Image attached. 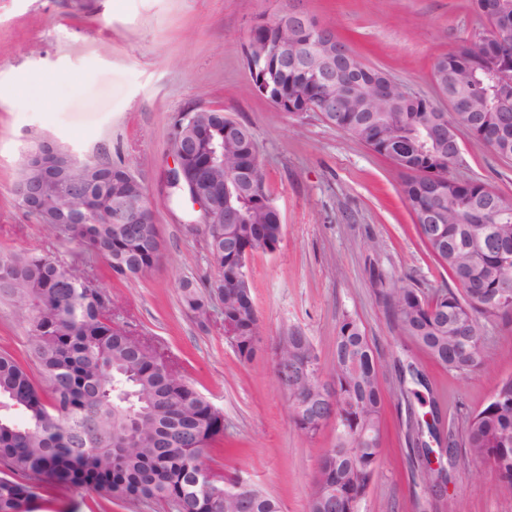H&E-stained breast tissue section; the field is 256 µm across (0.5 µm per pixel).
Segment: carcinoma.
Masks as SVG:
<instances>
[{
    "mask_svg": "<svg viewBox=\"0 0 512 512\" xmlns=\"http://www.w3.org/2000/svg\"><path fill=\"white\" fill-rule=\"evenodd\" d=\"M509 63L512 52L479 36L435 64L447 69L451 92L478 108L473 139L492 150L490 134L505 112L500 96H512V83L498 80ZM472 121L469 112H438L426 99L411 105L399 101L386 112H369L364 104L345 100L336 113V128L399 166L410 211L429 204L439 208L441 239L417 225L430 253L454 276L469 270L494 294L501 275L494 254L466 249L472 211L488 186L448 177V146L427 139L428 129L437 124L450 128ZM261 199H267L262 180L254 191L233 196L247 218ZM484 223L512 238V201L486 206ZM280 228L273 212L266 213L263 224H212L207 249L223 265L226 243L240 252L257 250L275 241ZM42 229L102 258L120 279L128 278L130 263L148 276L160 258L152 224L139 225L135 239L92 217L83 224H44ZM84 279L83 271L46 254L0 250V298L26 315L32 361L45 381L40 384L13 356L0 354V460L11 470L0 476V512H36L47 487L89 488L109 502L164 501L175 512H234L228 493L236 484L191 479L214 436L224 432V415L182 378L166 373L169 364L153 346L130 341L126 329L112 321V293L98 285L86 288ZM180 288L186 310L201 306L203 291L190 287L188 279ZM391 306L403 335L461 375L482 363L483 320L512 321V300L477 305L466 288H440L428 300L405 284L395 289ZM224 310L231 320L224 325L225 336L240 358L250 359L256 351L251 336L259 328L249 281L224 296ZM284 340L288 358L319 361L302 333L290 331ZM329 375L336 396V447L323 452L317 474L321 488L339 490L335 512H357L381 454L380 444L363 441V432L379 433L384 398L373 345L349 316L338 328ZM459 447L512 485V376L469 416ZM251 492L252 512H280L270 494L255 486Z\"/></svg>",
    "mask_w": 512,
    "mask_h": 512,
    "instance_id": "1",
    "label": "carcinoma"
}]
</instances>
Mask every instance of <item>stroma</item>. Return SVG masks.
<instances>
[{"instance_id": "1", "label": "stroma", "mask_w": 512, "mask_h": 512, "mask_svg": "<svg viewBox=\"0 0 512 512\" xmlns=\"http://www.w3.org/2000/svg\"><path fill=\"white\" fill-rule=\"evenodd\" d=\"M333 26L367 66L437 100L434 65L487 30L475 0H292ZM282 0H0V250L50 254L85 269L117 299L116 324L144 337L224 415V435L209 467L275 497L282 512H307L334 424L316 436L292 422L275 368L281 336H308L330 369L337 327L356 319L373 346L384 396L382 453L358 512H448L426 488L411 451L415 420L462 437L468 417L512 376V324L485 322L481 366L442 369L398 328L387 301L410 284L424 295L452 285L421 243L401 193L396 163L317 113L277 111L251 83L246 47L253 25ZM66 81H59V74ZM30 76L29 91L19 79ZM219 109L254 135L266 193L284 236L276 252L251 257L248 270L262 342L241 359L213 311L206 326L187 315L179 283L215 275L202 231H190L191 206L167 186L169 145L178 115ZM47 137L79 156L130 170L153 201L162 256L136 280L42 230L18 207L13 186L30 141ZM452 178H477L512 200V162L469 135L460 139ZM30 363L28 323L0 302V351ZM423 373L427 384L409 378ZM457 512H512V485L464 453L453 470Z\"/></svg>"}]
</instances>
